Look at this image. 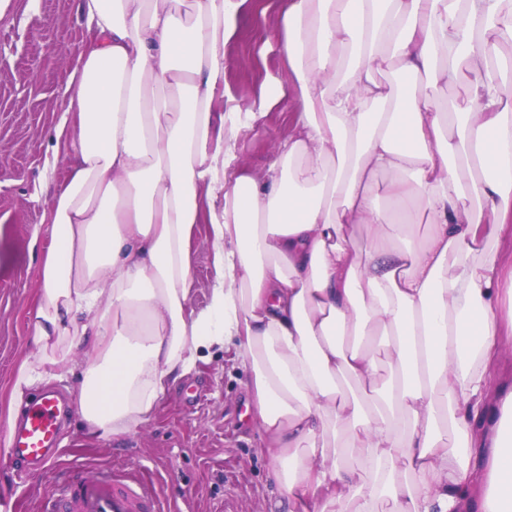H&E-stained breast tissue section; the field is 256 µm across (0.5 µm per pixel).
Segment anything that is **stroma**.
Returning <instances> with one entry per match:
<instances>
[{"instance_id":"1","label":"stroma","mask_w":512,"mask_h":512,"mask_svg":"<svg viewBox=\"0 0 512 512\" xmlns=\"http://www.w3.org/2000/svg\"><path fill=\"white\" fill-rule=\"evenodd\" d=\"M288 0H246L236 35L225 47V82L241 109L279 91L297 98L293 74L280 51ZM84 38L77 0H12L0 19V384L34 346L25 310L40 281L31 231L52 205L45 160L56 139L70 56ZM291 133V114L273 106L254 128L240 131L241 168L263 176L275 146ZM209 227L195 225L189 245L196 308L209 303L215 278ZM248 375L229 353L211 351L180 379L150 423L136 432L95 440L69 414L64 459L92 468L124 461L152 476L164 493L188 497L195 512H281L260 436L245 420Z\"/></svg>"}]
</instances>
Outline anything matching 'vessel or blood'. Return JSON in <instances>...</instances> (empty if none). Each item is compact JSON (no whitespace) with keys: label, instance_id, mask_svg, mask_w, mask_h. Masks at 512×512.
I'll return each instance as SVG.
<instances>
[{"label":"vessel or blood","instance_id":"b4317fda","mask_svg":"<svg viewBox=\"0 0 512 512\" xmlns=\"http://www.w3.org/2000/svg\"><path fill=\"white\" fill-rule=\"evenodd\" d=\"M62 398L44 389L29 402L10 432L8 459L19 469L40 472L58 459ZM152 479L141 470L111 467L91 472L72 461L56 468L52 485L41 496L40 512H169Z\"/></svg>","mask_w":512,"mask_h":512}]
</instances>
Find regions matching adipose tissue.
Masks as SVG:
<instances>
[{
	"instance_id": "ef3b65f1",
	"label": "adipose tissue",
	"mask_w": 512,
	"mask_h": 512,
	"mask_svg": "<svg viewBox=\"0 0 512 512\" xmlns=\"http://www.w3.org/2000/svg\"><path fill=\"white\" fill-rule=\"evenodd\" d=\"M243 2L78 0L57 124L69 176L10 408L75 377L88 433L129 434L229 348L287 506L512 512V437L490 403L512 333L495 251L512 219V0H288L294 133L260 178L218 106ZM451 80L463 102L435 96ZM422 220L416 248L383 244ZM197 224L216 268L201 309ZM209 225H194L189 245L194 291L191 303L196 308H204L209 303L210 288L215 278L214 257L209 246Z\"/></svg>"
}]
</instances>
